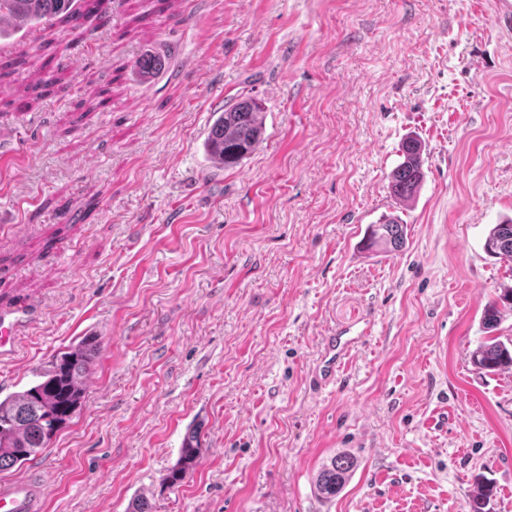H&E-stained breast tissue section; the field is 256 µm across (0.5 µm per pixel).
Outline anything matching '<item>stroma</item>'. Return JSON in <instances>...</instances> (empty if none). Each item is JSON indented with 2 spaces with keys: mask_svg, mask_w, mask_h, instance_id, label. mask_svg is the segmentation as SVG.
<instances>
[{
  "mask_svg": "<svg viewBox=\"0 0 512 512\" xmlns=\"http://www.w3.org/2000/svg\"><path fill=\"white\" fill-rule=\"evenodd\" d=\"M497 2L112 0L102 27L1 35L26 64L0 79V311L36 316L0 399L84 337L100 350L72 421L0 481L40 472L41 512H470L481 474L489 512H512V372L469 359L512 286L484 248L512 218ZM244 98L264 140L217 168L208 133ZM409 137L425 179L402 204ZM384 215L399 250L365 245ZM336 332L356 343L319 388ZM191 429L201 451L169 485ZM341 453L357 467L323 498ZM422 154L419 140L409 138L403 143V161L390 174V189L398 199L406 201L418 192L425 176ZM494 299L484 308L483 328L486 333H494L508 315L512 314V288H500ZM355 467L356 461L347 454L332 457L317 472L315 487L318 493L324 498L335 497L345 487ZM492 496L493 486L491 483L482 476L475 478L473 488L467 494L471 512H484V508Z\"/></svg>",
  "mask_w": 512,
  "mask_h": 512,
  "instance_id": "1",
  "label": "stroma"
}]
</instances>
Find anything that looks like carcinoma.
<instances>
[{"mask_svg":"<svg viewBox=\"0 0 512 512\" xmlns=\"http://www.w3.org/2000/svg\"><path fill=\"white\" fill-rule=\"evenodd\" d=\"M82 9L81 0H0V20L17 27L55 17L77 26L89 17L100 24L109 19L99 3L84 14ZM263 126L262 105L251 98L224 107L206 141L212 162L225 169L240 165L262 142ZM422 154L419 140L409 138L403 143V161L390 174V189L398 199L406 201L418 192L425 176ZM405 235L406 225L393 216H384L369 226L366 246L395 251L403 245ZM484 247L488 253L511 261L512 219L494 225ZM511 314L512 288H500L484 308L483 328L490 336L471 352V361L477 368L488 372L512 369V338L503 341L494 335L503 319ZM98 351L99 342L87 338L77 347L56 355L41 381L0 399V470L35 460L71 421L82 405L89 363ZM199 451V435L192 430L184 438L178 464L167 476L170 485L175 486L185 478ZM355 467L356 461L347 454L332 457L317 472L318 493L325 498L336 496ZM492 496L491 483L482 476L475 478L467 494L471 512H484Z\"/></svg>","mask_w":512,"mask_h":512,"instance_id":"cac0c4a2","label":"carcinoma"}]
</instances>
